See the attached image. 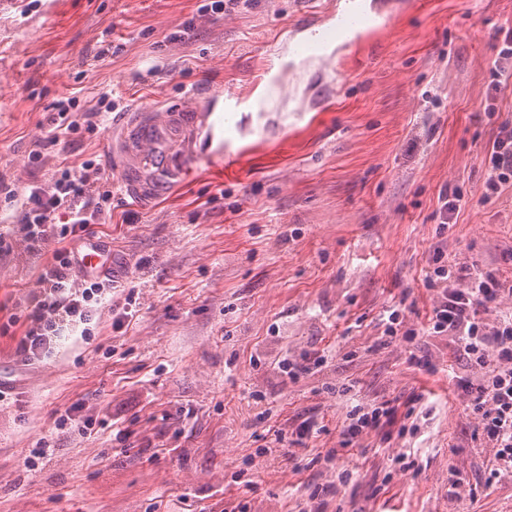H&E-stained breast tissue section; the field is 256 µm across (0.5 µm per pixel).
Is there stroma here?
<instances>
[{
  "label": "stroma",
  "mask_w": 512,
  "mask_h": 512,
  "mask_svg": "<svg viewBox=\"0 0 512 512\" xmlns=\"http://www.w3.org/2000/svg\"><path fill=\"white\" fill-rule=\"evenodd\" d=\"M211 3L0 0V381L18 396L0 406V512H512V473L491 477L495 450L452 382L481 371L451 336L422 331L435 252L512 281V182L484 198L486 148L512 123V85H491L512 0H392L333 62L269 84L277 111L231 119L219 93H252L263 61L296 51L300 10L323 19L337 0ZM105 94L96 133L30 159L58 99L89 108ZM142 102L160 121L213 109L166 147L191 176L162 179L126 153ZM221 151L233 161L220 171ZM88 160L112 184V213L88 233L112 252L114 308L90 340L23 367L19 312L51 252L21 233L19 201ZM457 189L464 205L443 214ZM394 306L414 342L384 339ZM415 347L427 367L408 364ZM322 349L317 371L283 373ZM382 401L413 406L417 434L342 446L352 407ZM307 417L322 431L292 444ZM44 436L50 456L27 468ZM401 453L412 467H393Z\"/></svg>",
  "instance_id": "obj_1"
}]
</instances>
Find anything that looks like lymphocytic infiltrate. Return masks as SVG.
Wrapping results in <instances>:
<instances>
[{
	"mask_svg": "<svg viewBox=\"0 0 512 512\" xmlns=\"http://www.w3.org/2000/svg\"><path fill=\"white\" fill-rule=\"evenodd\" d=\"M74 99L55 105L59 122L50 143L66 150L79 131H95L111 105L76 112ZM486 159L489 176L486 198L500 194L512 181V125L501 124L489 146ZM112 205V188L97 164L64 169L61 175L33 186L21 204L22 231L31 245L48 247L52 259L41 270L40 292L29 298V324L15 348L21 365L32 366L54 354L63 333L89 339L98 312L112 303L110 278L78 279L73 252L67 238L86 232L101 220ZM428 286H440V298L428 318L427 333L454 338L460 353L481 369L479 380L456 378L455 385L469 399L481 432L495 450L498 468L512 470V315L487 323L484 311L503 296H512V284L493 272H471L466 267L445 264L435 256L425 277ZM398 409L387 402L355 406L348 414L342 435L353 444L363 434L383 431L397 421Z\"/></svg>",
	"mask_w": 512,
	"mask_h": 512,
	"instance_id": "obj_1",
	"label": "lymphocytic infiltrate"
}]
</instances>
